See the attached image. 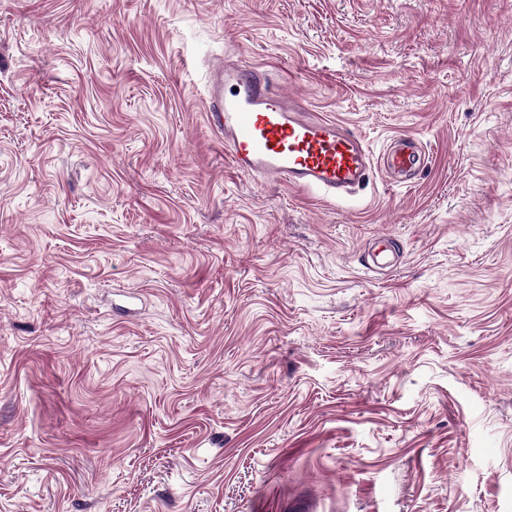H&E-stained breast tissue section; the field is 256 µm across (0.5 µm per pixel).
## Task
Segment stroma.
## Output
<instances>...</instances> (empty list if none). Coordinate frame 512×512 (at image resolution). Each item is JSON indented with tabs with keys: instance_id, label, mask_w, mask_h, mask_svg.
<instances>
[{
	"instance_id": "1",
	"label": "stroma",
	"mask_w": 512,
	"mask_h": 512,
	"mask_svg": "<svg viewBox=\"0 0 512 512\" xmlns=\"http://www.w3.org/2000/svg\"><path fill=\"white\" fill-rule=\"evenodd\" d=\"M238 54L424 165L239 174ZM0 512H512V0H0ZM422 158V149L410 136H399L391 140L384 161L386 170L394 182L404 183L411 179Z\"/></svg>"
}]
</instances>
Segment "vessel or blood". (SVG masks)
<instances>
[{
	"instance_id": "b4317fda",
	"label": "vessel or blood",
	"mask_w": 512,
	"mask_h": 512,
	"mask_svg": "<svg viewBox=\"0 0 512 512\" xmlns=\"http://www.w3.org/2000/svg\"><path fill=\"white\" fill-rule=\"evenodd\" d=\"M205 118L224 138L234 167L261 182L316 189L341 200L370 179L372 160L349 124L311 117L283 93L273 72L240 58H225L205 77ZM422 158L410 136L393 138L384 166L406 182Z\"/></svg>"
}]
</instances>
